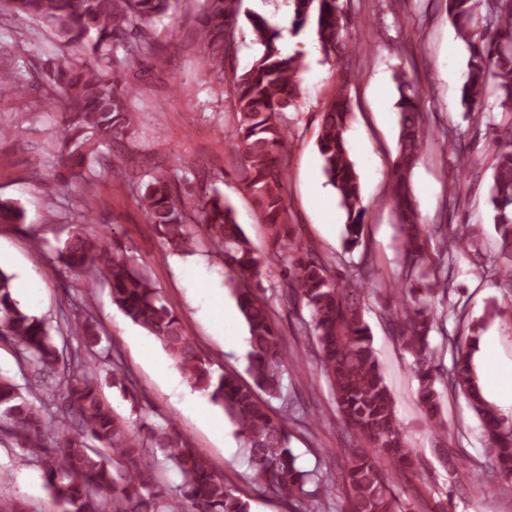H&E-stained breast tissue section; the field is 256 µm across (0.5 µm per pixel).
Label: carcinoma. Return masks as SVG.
<instances>
[{"mask_svg": "<svg viewBox=\"0 0 512 512\" xmlns=\"http://www.w3.org/2000/svg\"><path fill=\"white\" fill-rule=\"evenodd\" d=\"M243 0H201L183 35L199 54L203 67L224 84V60L232 54ZM457 36L469 47L460 106L466 117L483 118L488 87L498 93L502 121L497 126L488 189L492 221L501 236L499 261L490 269L504 289V301L493 302L485 316L512 311V0H445ZM171 0H0V10L39 22L65 43L82 49L83 58L55 67L53 83L65 102L61 141L71 167L88 180L97 177L92 163L99 146L135 133L128 110L125 77L112 66V51L121 47L134 62L161 61L146 29L167 15ZM295 30L315 25L320 51L341 61L349 54L348 18L339 0H292ZM255 41L263 50L233 75L230 91L236 113L233 148L242 158L240 174L265 224L272 231L275 257L284 263L279 285L285 304H303V321L312 337L321 374L341 419L362 446L345 454L341 478L349 512H405L395 493L396 470L417 463L406 446L396 418L395 401L372 347L359 292L373 280L362 259L351 278L339 281L331 267L311 249L288 236L286 203L288 125L284 114L297 91L300 57L277 47L281 33L264 17L247 13ZM0 94L22 96L26 86L0 69ZM400 94L398 154L390 173L391 199L400 232L397 303L388 321L395 328L418 382L417 399L426 422L438 433L447 423L436 383L443 378L430 350L436 321L432 300H446L452 287L450 263L455 254L480 257L479 243L468 230L443 234V263L430 275L431 234L421 224L411 191V175L426 145L425 117L416 109V91L407 75L397 76ZM348 99L335 91L321 112L318 151L323 173L336 190L346 213L344 251L361 244L365 209L359 176L349 158L346 131ZM137 195L146 217L169 248L195 251L199 240L175 196L171 175L156 172L136 177ZM196 210L206 239L224 256L227 286L236 298L248 331L250 383L231 373H216L202 356L179 317L160 296L148 273L119 245L104 243L77 230L58 249L69 271L85 277L87 287L102 282L112 303L134 324L162 344L191 386L221 407L236 435L251 449L252 480L297 510L305 501L333 493L331 472L306 470L289 448L283 421L269 401L283 397V375L289 360L281 345L276 314L263 295L267 257L246 237L233 206L216 188L199 196ZM14 275L0 269V337L9 339L42 378L28 390L42 396L35 409L22 389L0 374V430L10 435L22 462L41 466L46 487L60 512H250L248 500L218 474L212 464L168 422H144L132 431L102 398L92 366L99 335L88 320L66 322L51 334L41 317L20 306L14 296ZM482 324L469 326L467 342L454 348L448 389L462 393L481 419L493 448L491 476L512 483V424L501 418L482 395L472 358L479 349ZM160 449L181 477L182 498L174 499L153 477L150 456Z\"/></svg>", "mask_w": 512, "mask_h": 512, "instance_id": "1", "label": "carcinoma"}]
</instances>
